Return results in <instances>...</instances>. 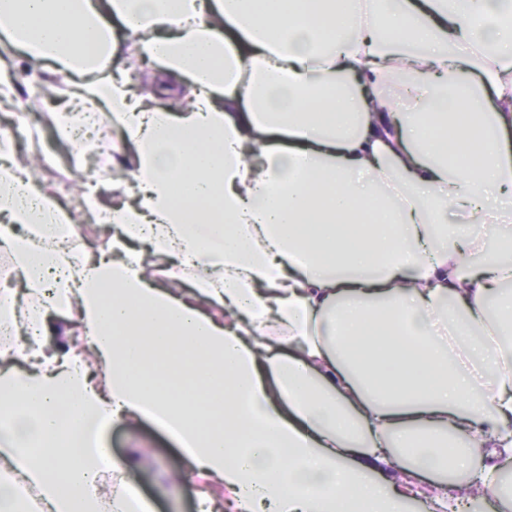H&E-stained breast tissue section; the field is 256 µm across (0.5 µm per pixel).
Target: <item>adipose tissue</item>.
<instances>
[{"label": "adipose tissue", "instance_id": "ef3b65f1", "mask_svg": "<svg viewBox=\"0 0 512 512\" xmlns=\"http://www.w3.org/2000/svg\"><path fill=\"white\" fill-rule=\"evenodd\" d=\"M0 48L130 165L94 252L0 138V512H152L130 419L200 512H512V0H0ZM108 441L117 459L129 448L141 450L135 477L155 512H197V494L205 488L198 480H184L180 453L160 430L145 422H123L112 425Z\"/></svg>", "mask_w": 512, "mask_h": 512}]
</instances>
